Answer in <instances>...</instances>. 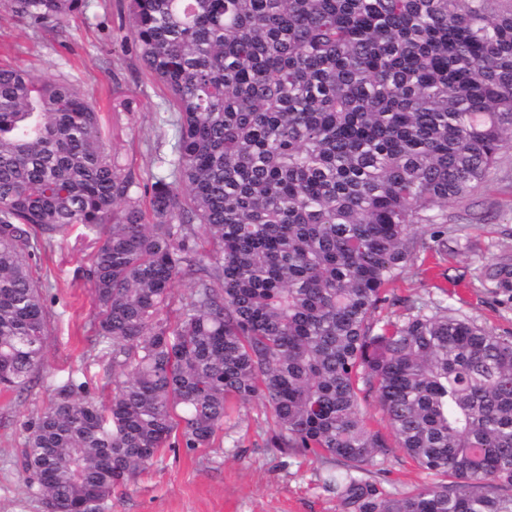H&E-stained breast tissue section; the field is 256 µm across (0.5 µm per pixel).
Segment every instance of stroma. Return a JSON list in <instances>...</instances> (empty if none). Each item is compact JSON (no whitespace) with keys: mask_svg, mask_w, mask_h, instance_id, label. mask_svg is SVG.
<instances>
[{"mask_svg":"<svg viewBox=\"0 0 512 512\" xmlns=\"http://www.w3.org/2000/svg\"><path fill=\"white\" fill-rule=\"evenodd\" d=\"M129 25L127 0H91L85 16L59 28L18 17L11 0H0V62L75 81L96 105L113 154L144 185L158 173L159 157L169 154L173 129L164 121L168 93L145 70L127 38ZM118 101L126 102L125 110L115 111ZM447 214L457 236L453 252L425 253L408 266L388 286L376 324L401 319L407 305L425 302L512 336V290L488 277L497 266L512 268V149L485 185L449 204ZM95 242L77 228L37 256L50 335L39 377L28 389L0 391V512H50L22 468V420L48 407L71 374L90 398L105 403L112 396V371L92 342L95 306L83 274ZM360 411L388 444L365 475L379 496L434 483L397 448L375 397L362 400ZM273 430L263 402L234 405L223 445L163 449L149 469L115 489L100 512H358L323 484L333 460L269 447Z\"/></svg>","mask_w":512,"mask_h":512,"instance_id":"obj_1","label":"stroma"}]
</instances>
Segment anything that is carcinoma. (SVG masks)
Masks as SVG:
<instances>
[{"label": "carcinoma", "mask_w": 512, "mask_h": 512, "mask_svg": "<svg viewBox=\"0 0 512 512\" xmlns=\"http://www.w3.org/2000/svg\"><path fill=\"white\" fill-rule=\"evenodd\" d=\"M12 8L60 24L89 3ZM129 15L176 114L142 191L77 84L0 66V390L43 367L36 256L76 225L99 240L95 342L119 373L109 404L68 381L22 423L29 485L56 512L96 510L161 449L212 447L229 401L261 400L270 447L336 461L324 482L360 512H512V337L443 306L373 321L419 253L451 249L444 209L512 147V0H129ZM364 392L450 482L372 497L387 443Z\"/></svg>", "instance_id": "carcinoma-1"}]
</instances>
